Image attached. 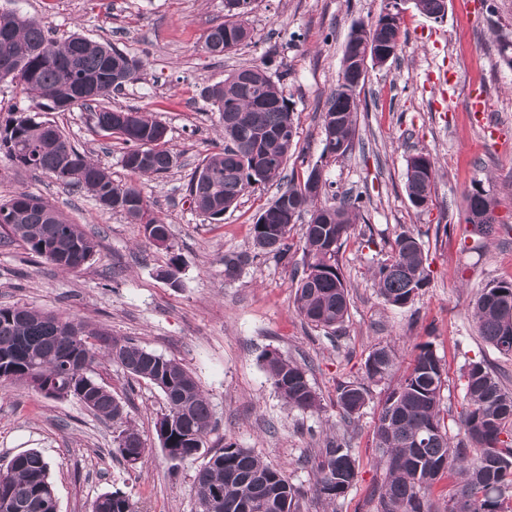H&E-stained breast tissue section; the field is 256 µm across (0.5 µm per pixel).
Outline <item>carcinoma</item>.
Here are the masks:
<instances>
[{
  "label": "carcinoma",
  "instance_id": "1",
  "mask_svg": "<svg viewBox=\"0 0 512 512\" xmlns=\"http://www.w3.org/2000/svg\"><path fill=\"white\" fill-rule=\"evenodd\" d=\"M255 0H224L227 20L205 35L203 50L221 57L251 39L243 17ZM444 0H412L422 15L439 19ZM387 49H398L401 24L383 16L360 24ZM0 81L8 80L30 105L13 113L0 127V150L18 165L52 175L66 187L86 190L101 209L120 212L132 224H141L154 246L172 248L169 225L154 212L142 191L133 184L112 182L110 174L79 152L55 124L37 119L35 110L65 112L83 107L94 113L98 131L115 136L124 145L122 163L134 175H160L174 164L167 148V126L134 108L112 109L108 95L139 79L143 62L109 43L92 41L80 34L58 44L33 18L16 12H0ZM354 73L340 71L336 86L322 112L323 155L337 159L353 151L359 100L353 89ZM97 84L93 96L78 88ZM206 98L224 122V148L206 157L189 182L200 213L216 216L237 205L256 184L279 183L293 149L297 131L292 102L273 79L267 64L242 67L224 81L206 88ZM315 165L304 180L291 178L252 228L253 246L281 260L291 251V231L303 215L302 274L296 286V305L303 321L327 335L343 325L349 310V290L339 255L364 207L363 198L330 191L322 179L320 191L308 192ZM436 175L431 153L418 151L406 160L405 190L412 205L429 208ZM488 192L475 185L466 198V212L483 209ZM0 228L20 239L35 256L63 270H74L61 255L90 260L98 242L78 224L69 222L41 198L21 191L0 204ZM250 262L247 253L224 255V279H237ZM374 286L390 305L412 303L430 281L427 256L419 239L410 232L398 234L390 251L371 267ZM473 315L479 335L499 353L512 355V281H499L481 291ZM63 320L27 307L0 308V380L27 384L50 398H75L104 420H120L125 405L94 377L93 366L103 358L114 360L135 378L157 386L166 409L155 423L162 450L173 462L182 463L204 454L213 431L210 405L193 374L180 361L166 358L122 340L104 330L79 322L82 337L95 341L91 358L84 363L58 339ZM268 377L288 407L314 411L320 402L305 366L268 353ZM396 354L382 345L368 355L365 379L380 382L392 375ZM465 397L469 411L462 420L464 436L452 442L442 415L441 391L445 366L431 345L418 347L412 363L386 395L374 429L375 448L385 478L369 499L373 512H512V392L482 362L465 368ZM337 405L343 419L360 414L369 396L361 382L337 386ZM145 447L133 427L116 438L114 453L126 459L129 449ZM315 492L334 503L345 497L357 477L358 465L346 442L330 438L314 456ZM457 472L461 481L448 494L443 508L429 495L438 475ZM196 512H215L221 497L224 512H238L244 501L250 512H299L301 492L286 470L265 463L249 449L226 443L194 477ZM10 498L22 512H54L50 465L36 449L12 457L0 473V500ZM90 512H139L119 491L104 492Z\"/></svg>",
  "mask_w": 512,
  "mask_h": 512
}]
</instances>
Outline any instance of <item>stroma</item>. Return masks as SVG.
<instances>
[{
    "label": "stroma",
    "mask_w": 512,
    "mask_h": 512,
    "mask_svg": "<svg viewBox=\"0 0 512 512\" xmlns=\"http://www.w3.org/2000/svg\"><path fill=\"white\" fill-rule=\"evenodd\" d=\"M495 11H488V3ZM382 0H257L247 17L248 44L216 59L202 49L208 30L224 20V0H0L36 18L54 41L79 33L109 42L145 66L137 82L113 94L114 108H138L166 124L174 167L160 176H135L122 162L119 140L96 131L92 113L76 107L48 113L78 149L105 167L118 184H136L171 230V249L152 246L141 225L100 209L87 193L64 189L49 175L14 164L0 152V201L15 192L43 197L98 242L81 268L65 272L34 257L18 240L0 239V307L27 306L83 322L183 363L196 377L214 418L206 449L225 443L250 449L284 467L303 499L301 512H369L372 489L385 477L373 429L389 385L370 384L369 401L354 422L336 403L339 382H360L377 345H391L406 369L419 345L431 344L447 370L442 407L449 436L459 438L468 410L461 373L484 362L512 391V356L478 334L476 295L512 279V68L499 46L512 41V0H447L444 19L408 9L396 60L369 66L360 91L352 154L323 157L321 112L342 68L352 27L374 22ZM268 63L285 73L297 147L285 173L303 179L321 165L336 190L363 195L366 206L343 248L350 289L348 316L338 336L312 329L295 304L293 247L278 261L255 251L252 226L278 193L249 189L223 221L212 222L189 202L195 168L221 145L217 112L206 87L233 70ZM447 83H439V72ZM481 89L486 114L470 112L471 89ZM424 150L436 157L428 209L405 191L406 159ZM494 198L493 236L468 231L465 199L474 184ZM418 236L428 255L430 282L414 303L397 308L379 296L370 267L397 234ZM251 256L240 278H224V256ZM175 281L160 277L172 254ZM307 365L320 407L300 412L277 394L264 368L265 353ZM96 379L126 409L124 421H105L73 398L53 399L21 383L0 382V465L24 450H40L51 464L57 512H89L98 495L121 491L140 512H195L199 461L173 464L162 451L155 422L165 399L155 385L134 380L118 364L101 362ZM146 443L141 461L127 465L112 452L124 425ZM346 436L358 476L344 499L328 505L314 495L312 459L326 438Z\"/></svg>",
    "instance_id": "1"
}]
</instances>
